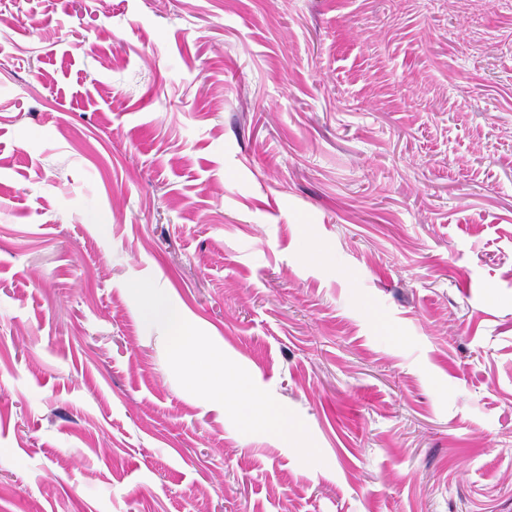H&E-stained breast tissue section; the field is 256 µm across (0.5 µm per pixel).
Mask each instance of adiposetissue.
<instances>
[{
    "label": "adipose tissue",
    "instance_id": "obj_1",
    "mask_svg": "<svg viewBox=\"0 0 512 512\" xmlns=\"http://www.w3.org/2000/svg\"><path fill=\"white\" fill-rule=\"evenodd\" d=\"M147 313L166 324L167 353L183 366L190 389L225 405L250 406L249 391L226 380L223 371L213 369L212 362L218 359L219 354L208 347L186 315L171 307L158 294L149 297Z\"/></svg>",
    "mask_w": 512,
    "mask_h": 512
}]
</instances>
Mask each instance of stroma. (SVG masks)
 <instances>
[{"label": "stroma", "mask_w": 512, "mask_h": 512, "mask_svg": "<svg viewBox=\"0 0 512 512\" xmlns=\"http://www.w3.org/2000/svg\"><path fill=\"white\" fill-rule=\"evenodd\" d=\"M0 512H512V0H0ZM147 313L167 325V353L173 361L183 366L190 389L225 406H250L249 391L224 379L223 353L208 347L186 315L171 307L160 294L149 296ZM207 358L208 365L205 367ZM216 359L222 360L219 371L212 367Z\"/></svg>", "instance_id": "stroma-1"}]
</instances>
